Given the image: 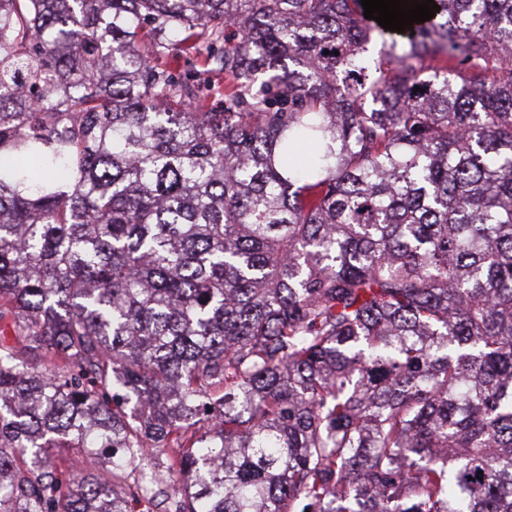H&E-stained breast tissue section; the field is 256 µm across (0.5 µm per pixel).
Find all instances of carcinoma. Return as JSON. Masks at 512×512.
Masks as SVG:
<instances>
[{"label":"carcinoma","mask_w":512,"mask_h":512,"mask_svg":"<svg viewBox=\"0 0 512 512\" xmlns=\"http://www.w3.org/2000/svg\"><path fill=\"white\" fill-rule=\"evenodd\" d=\"M434 2L0 0V512H512V0Z\"/></svg>","instance_id":"1"}]
</instances>
